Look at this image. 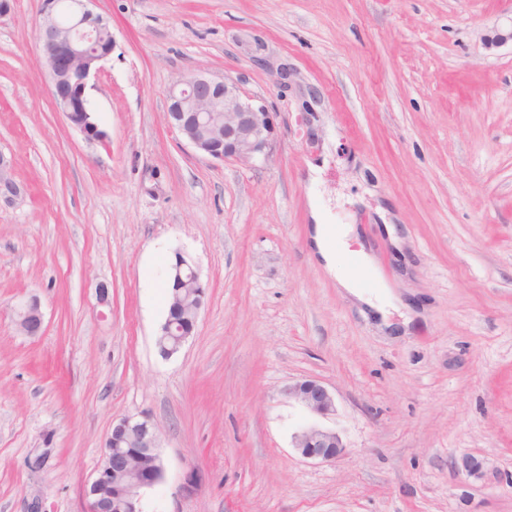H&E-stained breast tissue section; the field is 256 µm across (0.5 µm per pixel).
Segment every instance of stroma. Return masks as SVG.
<instances>
[{"label":"stroma","instance_id":"stroma-1","mask_svg":"<svg viewBox=\"0 0 512 512\" xmlns=\"http://www.w3.org/2000/svg\"><path fill=\"white\" fill-rule=\"evenodd\" d=\"M116 47L88 90L106 133L57 112L39 0L0 20V512H87L114 424L160 430L143 512H512V0H97ZM242 82L277 114L270 163L198 155L164 121L187 70ZM331 224L372 257L354 274L416 313L390 330L310 251L308 166ZM386 209L406 245L396 249ZM183 249L207 285L162 358L164 271ZM109 299L100 303L98 288ZM34 298L29 336L13 308ZM335 396L347 454L313 464ZM480 468L468 472L466 460ZM24 195V186L14 177L12 160L0 154V204H18ZM173 321L169 318L165 320L161 327L160 331L156 338V345H159V341L161 339V336H171L170 338H167L163 341V344L166 346H170L174 343V346L167 350V353L162 356L165 359H169L174 356V354L178 353L183 345L186 343V341L194 334V331H184L183 329L175 328L173 326ZM176 336L175 342L173 341V337ZM285 392L289 399H293L314 415L324 418L335 412L333 394L316 379H299L288 385ZM292 448L300 458L316 464H331L347 453L340 433L319 423L293 433Z\"/></svg>","mask_w":512,"mask_h":512}]
</instances>
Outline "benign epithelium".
<instances>
[{
  "instance_id": "benign-epithelium-1",
  "label": "benign epithelium",
  "mask_w": 512,
  "mask_h": 512,
  "mask_svg": "<svg viewBox=\"0 0 512 512\" xmlns=\"http://www.w3.org/2000/svg\"><path fill=\"white\" fill-rule=\"evenodd\" d=\"M96 0H72L69 21L59 22L58 0H40L39 26L41 56L52 84V97L73 128L90 140H101L100 129L88 98L92 78L96 77L114 50L112 26L108 18L94 11ZM166 125L177 131L203 157L233 161L258 168L273 157L279 127L277 113L261 100L247 96L239 80L215 77L202 71L182 74L169 88L165 107ZM25 188L16 181L12 160L0 154V204L15 205L23 200ZM166 280L177 297L188 288L201 309L207 285L201 280L194 263L181 250L173 251L166 267ZM19 328L28 335L37 334L43 326L39 303L21 301L14 309ZM193 332L173 326L165 320L158 336L175 337L174 346L164 358L178 353ZM288 398L309 412L327 417L335 412L333 394L318 380L302 378L286 388ZM138 437L137 447L130 453L104 455L85 489L88 512H141L142 491L164 479L165 469L159 451V433L146 416H128L112 427L105 447H120L125 435ZM292 448L302 459L316 464H331L346 455L342 436L333 428L319 423L309 424L292 434ZM145 457L159 463L150 469L130 474L129 461Z\"/></svg>"
}]
</instances>
